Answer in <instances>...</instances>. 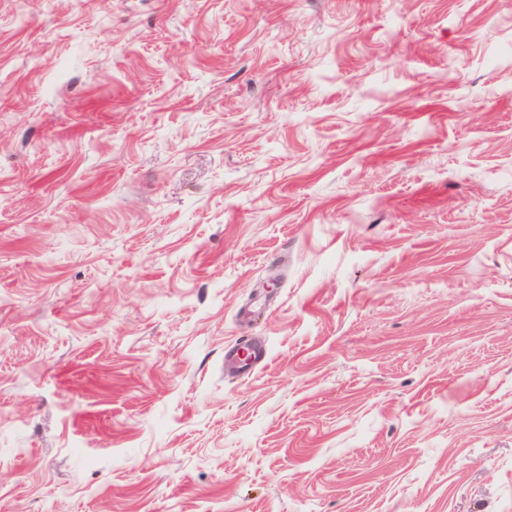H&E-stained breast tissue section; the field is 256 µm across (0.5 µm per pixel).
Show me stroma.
I'll use <instances>...</instances> for the list:
<instances>
[{
	"instance_id": "stroma-1",
	"label": "stroma",
	"mask_w": 512,
	"mask_h": 512,
	"mask_svg": "<svg viewBox=\"0 0 512 512\" xmlns=\"http://www.w3.org/2000/svg\"><path fill=\"white\" fill-rule=\"evenodd\" d=\"M0 512H512V0H0Z\"/></svg>"
}]
</instances>
